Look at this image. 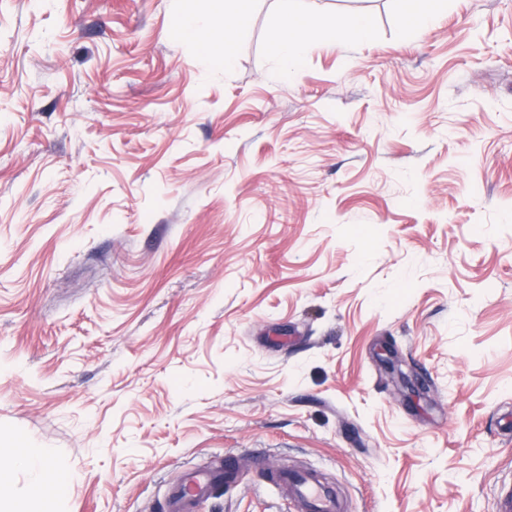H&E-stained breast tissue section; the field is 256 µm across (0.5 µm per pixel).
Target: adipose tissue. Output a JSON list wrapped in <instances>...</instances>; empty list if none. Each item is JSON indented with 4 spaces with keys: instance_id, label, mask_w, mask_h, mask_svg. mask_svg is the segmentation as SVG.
Listing matches in <instances>:
<instances>
[{
    "instance_id": "obj_1",
    "label": "adipose tissue",
    "mask_w": 512,
    "mask_h": 512,
    "mask_svg": "<svg viewBox=\"0 0 512 512\" xmlns=\"http://www.w3.org/2000/svg\"><path fill=\"white\" fill-rule=\"evenodd\" d=\"M246 0H225V8L231 9L232 19L225 22L223 28L205 29L202 19L193 15H184L181 19L187 30L206 31L208 36L207 49L204 53L208 61H221L225 67H232L234 56L229 48L235 44L240 34V24L244 18ZM276 51L281 68L293 69L308 49L306 28L293 20L291 16H283L275 36ZM52 455L48 448H28L10 454L9 469L0 468V512H14L17 492L11 478V470L27 472L31 481L26 488L29 500H42L49 491L58 490L64 481L63 474L55 470L49 463Z\"/></svg>"
}]
</instances>
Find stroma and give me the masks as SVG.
Here are the masks:
<instances>
[{"label": "stroma", "mask_w": 512, "mask_h": 512, "mask_svg": "<svg viewBox=\"0 0 512 512\" xmlns=\"http://www.w3.org/2000/svg\"><path fill=\"white\" fill-rule=\"evenodd\" d=\"M293 10L309 47L279 70ZM222 0H0V448L58 512H495L512 482V0H249L231 69L178 35ZM338 47L324 24L355 18ZM421 380L416 398L388 367ZM320 36L325 39L341 45L356 42L368 34V29L364 21L357 20L346 28H336V26H324L319 31ZM51 456L49 448H26L9 455L10 469L23 470L32 477L26 488V495L31 501L42 500L49 490H58L64 481V475L49 464ZM232 486L238 482V471L231 454L224 455L217 467L191 469L186 472L183 487L167 493L168 512H195L198 504L211 496L217 483ZM267 484L278 493L290 497L302 512H341L344 504L336 489L325 483L321 473L304 467L266 473Z\"/></svg>", "instance_id": "1"}]
</instances>
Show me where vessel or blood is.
<instances>
[{
    "label": "vessel or blood",
    "instance_id": "1",
    "mask_svg": "<svg viewBox=\"0 0 512 512\" xmlns=\"http://www.w3.org/2000/svg\"><path fill=\"white\" fill-rule=\"evenodd\" d=\"M237 481L238 471L229 454L218 466L188 470L182 487L167 493L168 512H195L198 504L210 497L215 484L229 487ZM267 483L290 497L298 512H343L344 505L335 488L323 481L319 471L304 467L271 471Z\"/></svg>",
    "mask_w": 512,
    "mask_h": 512
}]
</instances>
